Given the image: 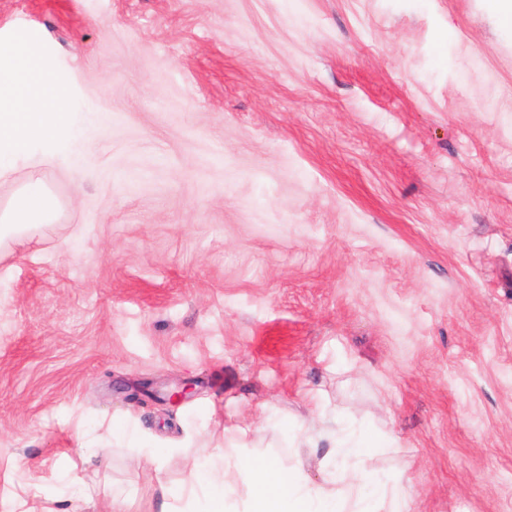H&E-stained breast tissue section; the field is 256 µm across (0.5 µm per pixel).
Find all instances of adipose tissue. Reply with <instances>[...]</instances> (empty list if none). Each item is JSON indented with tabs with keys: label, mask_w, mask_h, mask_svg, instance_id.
Here are the masks:
<instances>
[{
	"label": "adipose tissue",
	"mask_w": 512,
	"mask_h": 512,
	"mask_svg": "<svg viewBox=\"0 0 512 512\" xmlns=\"http://www.w3.org/2000/svg\"><path fill=\"white\" fill-rule=\"evenodd\" d=\"M70 95L23 32L0 39V172L29 143L76 138ZM57 203L48 189L33 182L16 191L0 208V242L34 235L51 221ZM265 426H228L232 440L222 459L188 455L183 448H144L146 466L163 472L168 460L184 458L188 474L178 489L162 488L163 499H179L189 512H412L401 474L386 475L368 449L375 435L364 426L346 424L327 404L314 402L303 418L302 441L314 446L327 440L322 458L324 477L309 482L302 460L282 465L252 454Z\"/></svg>",
	"instance_id": "1"
}]
</instances>
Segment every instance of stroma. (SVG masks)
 <instances>
[{"label":"stroma","mask_w":512,"mask_h":512,"mask_svg":"<svg viewBox=\"0 0 512 512\" xmlns=\"http://www.w3.org/2000/svg\"><path fill=\"white\" fill-rule=\"evenodd\" d=\"M74 143L0 175L55 218L0 247V504L159 512L152 447L310 398L396 439L413 512H512V28L490 0H0ZM188 383L190 396L168 401ZM11 512H72L70 499H56L40 490L24 492Z\"/></svg>","instance_id":"35a3bbf8"}]
</instances>
